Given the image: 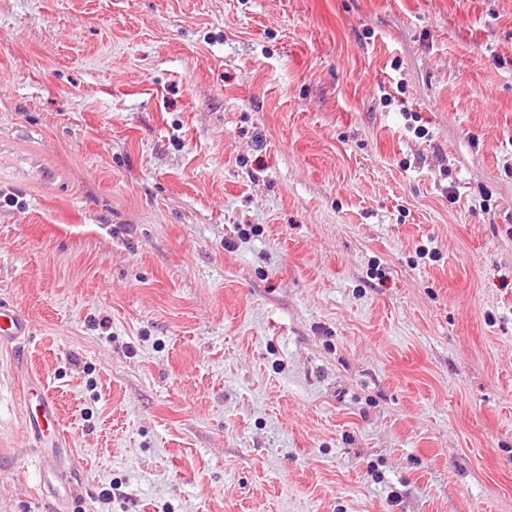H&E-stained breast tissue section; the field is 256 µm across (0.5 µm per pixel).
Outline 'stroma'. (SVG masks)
Here are the masks:
<instances>
[{"mask_svg": "<svg viewBox=\"0 0 512 512\" xmlns=\"http://www.w3.org/2000/svg\"><path fill=\"white\" fill-rule=\"evenodd\" d=\"M0 144V512L30 375L95 512H512V0H0ZM0 167L9 168L12 180L15 183H26L37 181L38 183L50 186L55 181L54 174L46 169L40 160L34 156L14 155L5 146L0 149ZM32 336V324L29 317L17 306L0 305V340L13 342Z\"/></svg>", "mask_w": 512, "mask_h": 512, "instance_id": "obj_1", "label": "stroma"}]
</instances>
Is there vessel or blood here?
<instances>
[{"label":"vessel or blood","instance_id":"1","mask_svg":"<svg viewBox=\"0 0 512 512\" xmlns=\"http://www.w3.org/2000/svg\"><path fill=\"white\" fill-rule=\"evenodd\" d=\"M0 167L9 168L14 182L35 181L49 186L55 181L54 174L34 156H18L6 148L0 149ZM29 317L17 306L0 305V340L13 342L31 337ZM60 405L45 386L27 382L23 401V419L27 437L33 447H60L64 436L60 429ZM43 495L53 501L55 512H69L68 500L72 494L70 482L61 476L40 481Z\"/></svg>","mask_w":512,"mask_h":512}]
</instances>
